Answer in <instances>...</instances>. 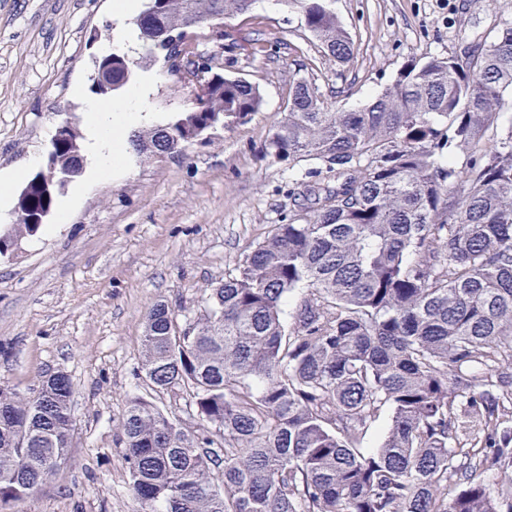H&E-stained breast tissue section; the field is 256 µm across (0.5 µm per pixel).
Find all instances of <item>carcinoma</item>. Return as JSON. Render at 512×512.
I'll return each mask as SVG.
<instances>
[{
	"mask_svg": "<svg viewBox=\"0 0 512 512\" xmlns=\"http://www.w3.org/2000/svg\"><path fill=\"white\" fill-rule=\"evenodd\" d=\"M254 0H144L132 20L151 60L191 28L224 26ZM323 56L353 39L331 0H284ZM468 54L411 56L369 105L340 110L298 79L261 153L315 160L309 185L184 322L167 303L145 318L141 369L153 390L187 394L199 427L140 396L120 423L141 512H512V126L481 145L512 93V26ZM140 63L98 58L129 83ZM205 93L131 140L180 156L210 122H248L257 86L199 57ZM80 135L52 144L55 170L83 165ZM466 155L456 165L454 154ZM64 185L29 179L0 257L40 225ZM299 294L293 323L288 299ZM72 387L64 374L21 395L0 389V512L66 460ZM387 409L378 447H360ZM503 474L493 496L478 476Z\"/></svg>",
	"mask_w": 512,
	"mask_h": 512,
	"instance_id": "obj_1",
	"label": "carcinoma"
}]
</instances>
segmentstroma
<instances>
[{"mask_svg":"<svg viewBox=\"0 0 512 512\" xmlns=\"http://www.w3.org/2000/svg\"><path fill=\"white\" fill-rule=\"evenodd\" d=\"M112 0H0V171L45 157L57 124L85 126L89 75L119 21ZM355 52L344 65L323 57L299 14L256 0L226 20L238 40L224 73L258 86L263 105L246 124L219 129L183 158L129 151L122 174L83 189L65 222L49 215L36 236L0 259V388L28 393L64 372L73 387L67 460L11 512H139L127 488L118 425L131 397L155 402L196 427L186 394L155 391L140 371L145 315L163 301L198 312L273 225L287 222L295 166L260 150L284 117L293 78L304 73L327 102L367 103L411 56L448 55L512 24V0H336ZM261 44L262 55L252 53ZM151 76L150 107L161 120L190 103V84L163 61ZM84 88L72 93L73 84Z\"/></svg>","mask_w":512,"mask_h":512,"instance_id":"1","label":"stroma"}]
</instances>
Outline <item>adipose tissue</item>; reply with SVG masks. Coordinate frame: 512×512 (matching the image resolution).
Here are the masks:
<instances>
[{
  "label": "adipose tissue",
  "instance_id": "1",
  "mask_svg": "<svg viewBox=\"0 0 512 512\" xmlns=\"http://www.w3.org/2000/svg\"><path fill=\"white\" fill-rule=\"evenodd\" d=\"M148 95L149 87L143 83L129 88L125 98L115 105L89 102L85 121L94 158L91 178L105 177L122 168L129 134L153 118L147 110Z\"/></svg>",
  "mask_w": 512,
  "mask_h": 512
}]
</instances>
